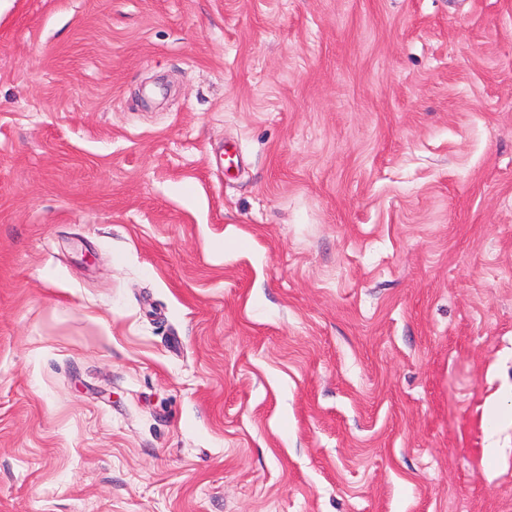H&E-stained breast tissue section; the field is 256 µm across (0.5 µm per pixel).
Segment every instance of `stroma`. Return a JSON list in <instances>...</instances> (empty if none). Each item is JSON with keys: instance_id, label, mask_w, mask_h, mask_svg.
Listing matches in <instances>:
<instances>
[{"instance_id": "obj_1", "label": "stroma", "mask_w": 512, "mask_h": 512, "mask_svg": "<svg viewBox=\"0 0 512 512\" xmlns=\"http://www.w3.org/2000/svg\"><path fill=\"white\" fill-rule=\"evenodd\" d=\"M0 0V512H512V0Z\"/></svg>"}]
</instances>
